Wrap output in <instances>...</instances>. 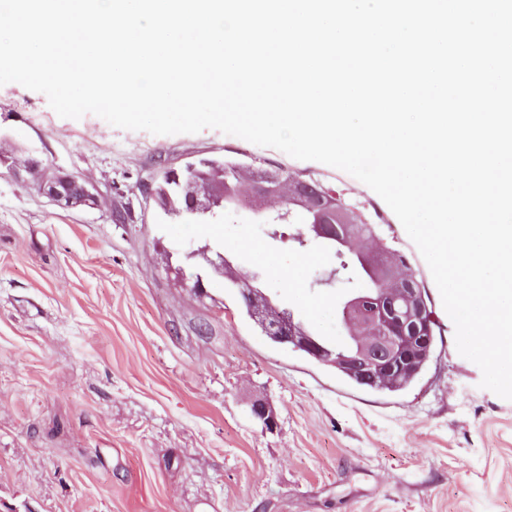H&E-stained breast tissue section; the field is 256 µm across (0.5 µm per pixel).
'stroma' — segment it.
Here are the masks:
<instances>
[{"instance_id":"stroma-1","label":"stroma","mask_w":512,"mask_h":512,"mask_svg":"<svg viewBox=\"0 0 512 512\" xmlns=\"http://www.w3.org/2000/svg\"><path fill=\"white\" fill-rule=\"evenodd\" d=\"M25 151L101 196L63 209L0 164V512H512V400L481 388L427 263L396 215L379 220L383 201L364 183L215 129L62 118L9 83L0 155ZM212 156L339 188L408 257L439 326L408 388L361 387L273 343L202 259L167 272L165 252L212 245L261 272L314 335L345 333L340 305L358 282L340 261L363 241L337 258L270 237L244 207L215 234L126 196L163 167ZM257 400L275 431L251 417Z\"/></svg>"}]
</instances>
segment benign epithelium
Segmentation results:
<instances>
[{"mask_svg":"<svg viewBox=\"0 0 512 512\" xmlns=\"http://www.w3.org/2000/svg\"><path fill=\"white\" fill-rule=\"evenodd\" d=\"M17 175L34 176L39 195L66 209L92 208L97 205L96 189L80 178L61 171L48 172L34 158L16 166ZM167 181L175 185L173 193L159 198L155 181H142L138 191L165 211L190 220L215 219L224 214V201L233 198L234 191L224 182V174L206 172L195 165L166 169ZM309 182L303 178L290 181L289 196L314 197L329 206L344 207L337 195L323 186L315 193L308 191ZM252 212L262 223H275L281 212L268 211L265 201L282 189V178L275 171H265L248 180ZM309 235L315 239H334L341 236L336 224H312ZM209 247H199L186 253L188 257L202 256L211 270L242 286V299L248 316L273 342L290 346L310 358L336 368L349 378L365 382L374 388L384 387L403 374H413L427 359L432 340L429 336L428 305L421 289L414 287V277L392 269L384 286L375 293L356 295L344 303L348 346L338 349L318 336L310 334L302 323L276 304L258 285L260 275L244 272L221 253L212 259ZM251 416L264 428L277 426L276 415L264 403L255 402Z\"/></svg>","mask_w":512,"mask_h":512,"instance_id":"obj_1","label":"benign epithelium"}]
</instances>
